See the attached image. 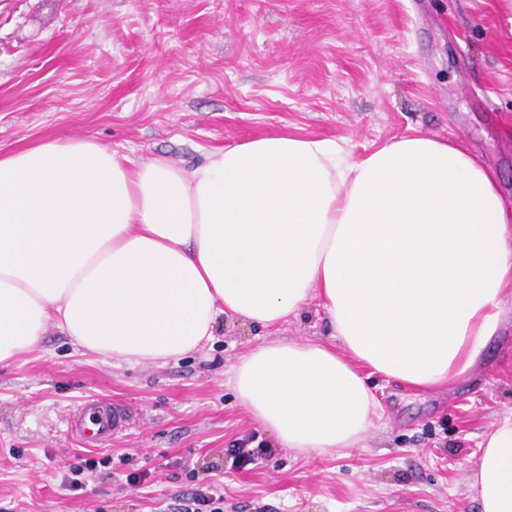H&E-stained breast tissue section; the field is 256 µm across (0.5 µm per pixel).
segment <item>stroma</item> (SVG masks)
Here are the masks:
<instances>
[{"mask_svg": "<svg viewBox=\"0 0 512 512\" xmlns=\"http://www.w3.org/2000/svg\"><path fill=\"white\" fill-rule=\"evenodd\" d=\"M283 132L356 154L453 140L511 199L512 0H0V154L89 138L189 168ZM276 339L331 341L314 304L276 330L224 317L196 351L137 365L48 327L0 364V512H162L200 485L224 512H478L465 477L512 411L511 318L452 389L373 376L383 413L364 447L323 457L276 447L228 384L239 356ZM91 397L131 414L103 447L71 421ZM258 445L271 458L229 454ZM81 457L97 464L72 491Z\"/></svg>", "mask_w": 512, "mask_h": 512, "instance_id": "35a3bbf8", "label": "stroma"}]
</instances>
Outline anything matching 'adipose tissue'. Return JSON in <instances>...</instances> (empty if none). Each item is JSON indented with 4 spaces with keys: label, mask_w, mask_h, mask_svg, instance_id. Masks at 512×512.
<instances>
[{
    "label": "adipose tissue",
    "mask_w": 512,
    "mask_h": 512,
    "mask_svg": "<svg viewBox=\"0 0 512 512\" xmlns=\"http://www.w3.org/2000/svg\"><path fill=\"white\" fill-rule=\"evenodd\" d=\"M509 298L512 202L449 141L356 156L284 133L191 168L90 139L0 154V363L52 325L104 358L179 357L221 316L273 329L315 302L332 344H257L229 379L305 455L363 447L383 411L369 373L422 392L465 379ZM480 446L467 489L480 512H512V412Z\"/></svg>",
    "instance_id": "1"
}]
</instances>
